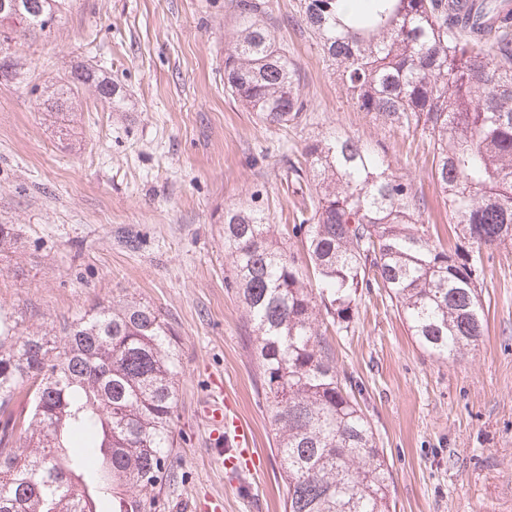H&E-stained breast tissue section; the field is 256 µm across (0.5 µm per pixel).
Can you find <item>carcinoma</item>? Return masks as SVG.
Returning a JSON list of instances; mask_svg holds the SVG:
<instances>
[{
  "label": "carcinoma",
  "mask_w": 512,
  "mask_h": 512,
  "mask_svg": "<svg viewBox=\"0 0 512 512\" xmlns=\"http://www.w3.org/2000/svg\"><path fill=\"white\" fill-rule=\"evenodd\" d=\"M0 12V80L11 46L47 36L69 0H13ZM303 0L301 22L334 61L362 112L432 144L431 176L457 238L429 233L413 184L353 137L306 145L290 163L306 190L292 235L312 275L279 242L256 202L224 212L228 286L253 336L257 392L276 426L284 512H390V473L341 378L324 324L348 330L362 291H384L414 340L455 359L484 335L483 250L512 239V0ZM224 89L268 124L302 119L307 102L265 18L239 0ZM73 86L113 108L112 81L89 68ZM180 350L167 315L140 301L97 303L62 335L0 324V512H154L175 447ZM26 406L16 411L17 391ZM108 483L110 492L98 490Z\"/></svg>",
  "instance_id": "carcinoma-1"
}]
</instances>
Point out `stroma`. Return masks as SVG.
<instances>
[{
    "label": "stroma",
    "mask_w": 512,
    "mask_h": 512,
    "mask_svg": "<svg viewBox=\"0 0 512 512\" xmlns=\"http://www.w3.org/2000/svg\"><path fill=\"white\" fill-rule=\"evenodd\" d=\"M267 23L308 102L285 127L263 122L224 89L235 0H72L50 37L19 47L0 84V321L60 334L98 301L160 308L177 332L176 447L156 512H284L275 430L258 397L243 309L229 288L224 211L258 199L275 237L301 195L288 163L328 134L385 150L426 204L433 237L454 244L430 175L428 143L359 111L334 62L302 26L300 0H269ZM102 73L123 98L112 110L87 88L48 112L49 87L73 66ZM487 330L454 360L430 356L380 290L363 292L349 331L328 332L340 373L391 471L392 512H512V240L483 253ZM254 432L257 467L227 474L198 405L214 379Z\"/></svg>",
    "instance_id": "stroma-1"
}]
</instances>
